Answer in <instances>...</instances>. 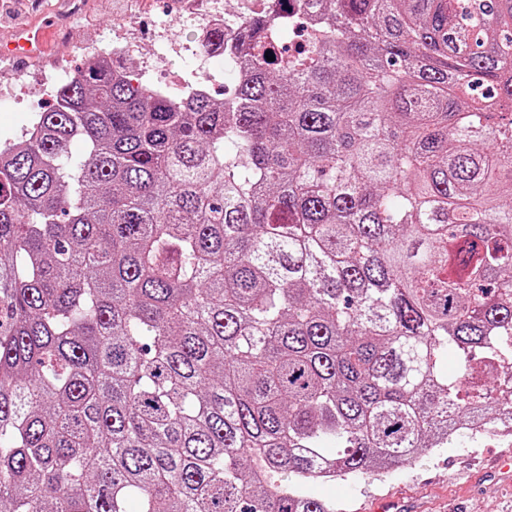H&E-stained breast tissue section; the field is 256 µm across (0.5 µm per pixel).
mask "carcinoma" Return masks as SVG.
<instances>
[{"label": "carcinoma", "mask_w": 512, "mask_h": 512, "mask_svg": "<svg viewBox=\"0 0 512 512\" xmlns=\"http://www.w3.org/2000/svg\"><path fill=\"white\" fill-rule=\"evenodd\" d=\"M249 43L222 102L86 57L0 143V512H335L512 421V0Z\"/></svg>", "instance_id": "carcinoma-1"}]
</instances>
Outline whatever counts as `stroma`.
I'll list each match as a JSON object with an SVG mask.
<instances>
[{
	"instance_id": "35a3bbf8",
	"label": "stroma",
	"mask_w": 512,
	"mask_h": 512,
	"mask_svg": "<svg viewBox=\"0 0 512 512\" xmlns=\"http://www.w3.org/2000/svg\"><path fill=\"white\" fill-rule=\"evenodd\" d=\"M155 24L179 44H193L195 29L174 0H38L34 20L56 21L48 57L16 63L0 57V138L20 136L35 112L53 103L41 84L61 60L79 66L85 47L111 44L120 34L118 17ZM512 457V440L486 433L472 441L424 451L404 467L377 476L359 474L318 484L319 496L336 512H376L379 500L396 512H512V484L496 473L497 461Z\"/></svg>"
}]
</instances>
